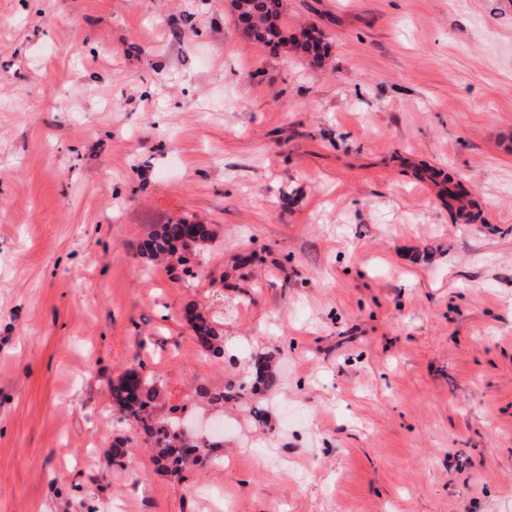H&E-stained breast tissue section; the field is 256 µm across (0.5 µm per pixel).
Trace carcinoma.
<instances>
[{"instance_id":"cac0c4a2","label":"carcinoma","mask_w":512,"mask_h":512,"mask_svg":"<svg viewBox=\"0 0 512 512\" xmlns=\"http://www.w3.org/2000/svg\"><path fill=\"white\" fill-rule=\"evenodd\" d=\"M246 13L253 16V21L246 31V38L256 43L277 47L288 39L294 48L314 57L321 55L323 50L320 33L316 29L301 32L297 38L288 34V27L266 24L268 16L279 19L282 16L280 0H246ZM186 222L179 220L166 224H156L148 232L147 237L137 247V251L151 259L168 258L178 250L177 243L182 239ZM195 336L206 351L217 355L224 352L223 339L215 322L204 315H198L192 322ZM112 405L119 413V419L129 429L144 436V440L161 449V457L172 469L176 470L185 458L173 453V441L178 437L179 423L175 418H159L155 416L156 380L144 373V365L139 364L127 369L110 386Z\"/></svg>"}]
</instances>
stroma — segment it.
<instances>
[{"label":"stroma","mask_w":512,"mask_h":512,"mask_svg":"<svg viewBox=\"0 0 512 512\" xmlns=\"http://www.w3.org/2000/svg\"><path fill=\"white\" fill-rule=\"evenodd\" d=\"M281 20L319 67L225 0H0V512H512V0ZM182 218L191 274L137 254ZM139 362L222 467L118 423ZM281 0H247L245 12L254 16L252 23L249 25L245 38L252 40L256 43L277 48V46L284 41V37L293 44L294 49H300L304 53H312L314 58L321 55L322 45L321 35L316 29L311 28V32L303 30L301 36L303 40L293 35L288 36V27L285 25H266V19L271 14L275 18L280 19L282 16ZM192 328L204 350L217 355L224 353L223 339L214 321L204 315H197L192 322Z\"/></svg>","instance_id":"stroma-1"}]
</instances>
